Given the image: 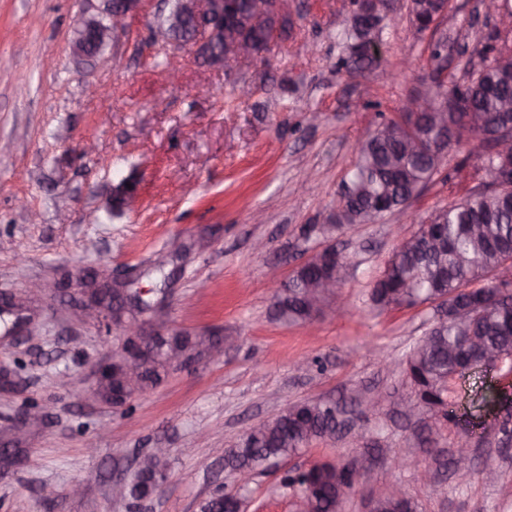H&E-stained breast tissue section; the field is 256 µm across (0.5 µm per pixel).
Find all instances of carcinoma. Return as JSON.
Instances as JSON below:
<instances>
[{"instance_id": "cac0c4a2", "label": "carcinoma", "mask_w": 512, "mask_h": 512, "mask_svg": "<svg viewBox=\"0 0 512 512\" xmlns=\"http://www.w3.org/2000/svg\"><path fill=\"white\" fill-rule=\"evenodd\" d=\"M238 9L243 22L237 33L246 34L258 44L265 42L274 19L255 18L254 0H239ZM172 13L184 16L176 37L184 44L192 42L195 26L183 0H169L167 13L155 24L166 25ZM368 38L367 32L354 27L348 30L351 52L343 66L360 71L373 61L362 51ZM474 50L482 56L483 64L466 82L448 89L450 93L464 90L472 108L470 112L447 113L448 148L472 146L481 151L479 160L484 168L490 161L495 134L512 122V109H502L503 101L512 103V57H488L494 52L488 43ZM425 134L421 123L409 125L405 112L382 122L380 129L358 148V161L347 185L350 194L340 200L333 223L312 226L309 231L331 238L346 224H373L405 208L440 172V166L434 165L428 155L406 149L408 140ZM433 219L446 232L448 251H430L421 226L407 246L392 252L372 289L373 303L383 310L432 303L436 291L447 289L448 305H437L446 319L435 321L408 357L429 395L446 391L449 376L459 365L458 349L468 341L487 348L488 365L497 354L512 355V319H507L512 314V294L497 300L488 297L486 304L465 321L455 315L456 308L469 304V298L479 293L483 282L491 284L503 268L512 269V196L490 195L477 202L465 198L438 210ZM323 272L324 267L315 261L305 264L298 276L289 279L288 287L276 292L275 317L291 324L311 319L304 285ZM337 411L334 404L313 400L288 405L274 418L250 427L225 451L231 469L239 474L253 473L298 455L317 439L336 436L342 430ZM341 474L342 468L320 463L296 476H286L285 484L298 489L299 502L309 512H336L341 503L334 487L325 483L317 492L313 486L323 476L334 481Z\"/></svg>"}]
</instances>
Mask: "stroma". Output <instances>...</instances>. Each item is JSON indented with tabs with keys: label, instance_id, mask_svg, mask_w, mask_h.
I'll use <instances>...</instances> for the list:
<instances>
[{
	"label": "stroma",
	"instance_id": "stroma-1",
	"mask_svg": "<svg viewBox=\"0 0 512 512\" xmlns=\"http://www.w3.org/2000/svg\"><path fill=\"white\" fill-rule=\"evenodd\" d=\"M164 3L150 0L119 40L85 58L71 49L73 32L99 0H0V294L24 298L29 283L42 287L26 336L0 346L13 377L0 387V512H199L211 496L238 491L245 512H294L288 472L355 454L371 456L373 471L343 512H364L368 494L394 484L420 512H512V444L497 434L512 372L457 381L447 410L405 419V360L435 309L382 311L370 300L401 237L482 190L466 148L450 150L443 176L405 210L337 231L352 264L340 315L281 322L271 287L323 246L304 229L330 223L358 145L407 98L435 92L430 43L451 37L448 77L464 82L494 20L479 0H449L437 26L420 32L410 0H399L376 60L351 74L340 65L351 0H292L287 29H274L260 54L224 69L182 49L173 85L152 40ZM89 83L104 95H87ZM129 176L140 205L118 214L113 189ZM257 240L264 251L254 250ZM90 267L147 289L145 329L219 332L233 345L174 367L122 406L100 400L99 369L124 337L103 314L73 316L86 302L75 277ZM371 392L377 407L351 413L350 431L254 472L246 489L225 471V448L287 404ZM23 408L29 419L18 429ZM465 420L483 433L471 438L474 461L462 478L441 461L459 446ZM427 424L438 432L432 449L417 439ZM156 448L167 451L156 487L115 496L113 481H134Z\"/></svg>",
	"mask_w": 512,
	"mask_h": 512
}]
</instances>
